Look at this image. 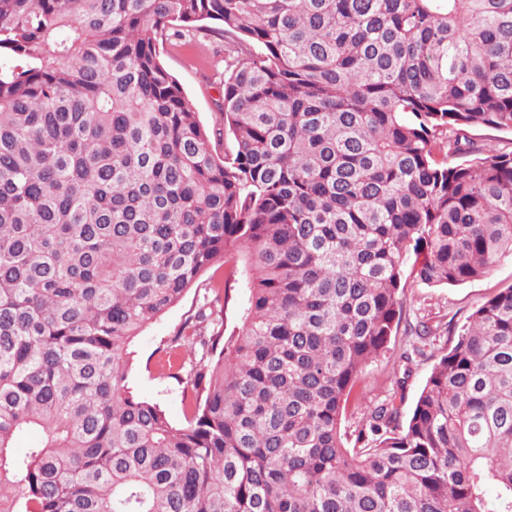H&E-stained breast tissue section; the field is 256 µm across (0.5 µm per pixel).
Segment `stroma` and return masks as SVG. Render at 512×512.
<instances>
[{"label":"stroma","instance_id":"obj_1","mask_svg":"<svg viewBox=\"0 0 512 512\" xmlns=\"http://www.w3.org/2000/svg\"><path fill=\"white\" fill-rule=\"evenodd\" d=\"M161 58L169 71L182 84L186 96L200 122L208 127L220 121L216 102L220 97V83L224 71V47L213 40L184 41L165 46ZM210 280L202 275L186 293L182 301L154 323L135 342L136 361L130 379L142 397L161 404L167 417L173 421L183 418L181 397L175 387L156 379L146 368V361L170 336H173L186 312L202 298ZM512 287V258L506 257L487 276L455 286L429 287L408 281L407 310L428 316L432 323L453 322L462 326L474 307L500 291ZM406 338L392 337L388 351L365 369L361 386L367 402L373 403L387 395L392 388L401 393V412L409 414L440 353L439 347L426 348L424 355L404 364L400 354Z\"/></svg>","mask_w":512,"mask_h":512}]
</instances>
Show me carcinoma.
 Segmentation results:
<instances>
[{"label": "carcinoma", "mask_w": 512, "mask_h": 512, "mask_svg": "<svg viewBox=\"0 0 512 512\" xmlns=\"http://www.w3.org/2000/svg\"><path fill=\"white\" fill-rule=\"evenodd\" d=\"M201 30L211 130L161 60ZM473 126L512 134V0H0V512H512V288L407 418L341 429L403 276L512 256ZM216 266L160 350L174 423L132 344Z\"/></svg>", "instance_id": "1"}]
</instances>
